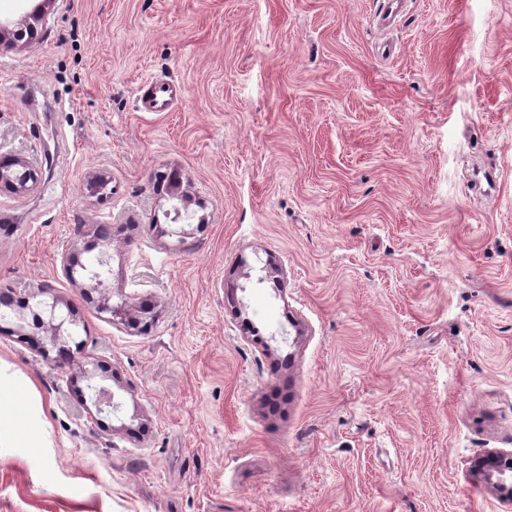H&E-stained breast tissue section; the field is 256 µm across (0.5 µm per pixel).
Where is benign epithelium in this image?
<instances>
[{"label":"benign epithelium","instance_id":"7a95c632","mask_svg":"<svg viewBox=\"0 0 512 512\" xmlns=\"http://www.w3.org/2000/svg\"><path fill=\"white\" fill-rule=\"evenodd\" d=\"M41 178V170L29 160L20 155L4 156L0 158V183L7 185L18 194L33 191ZM62 267L65 275L75 279L79 273L88 282L84 293L87 299L96 303L99 311L112 316L125 315L131 305L128 303L114 306L111 304L112 287L107 278L93 275L85 270L76 251L64 254ZM19 328L23 335L32 342H38L43 336L50 344L57 347V361L69 365L73 362V350L80 349V343L75 347L69 343L74 342L71 333L73 327L78 325L75 310L66 302L57 297L52 301H42L29 311L21 310L18 313ZM87 388L95 396L94 404L102 411L112 407L113 393L110 387L103 384H88ZM476 467L480 472L486 489L504 503L512 505V457H504L496 451H490L477 461Z\"/></svg>","mask_w":512,"mask_h":512}]
</instances>
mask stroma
Segmentation results:
<instances>
[{
	"instance_id": "obj_1",
	"label": "stroma",
	"mask_w": 512,
	"mask_h": 512,
	"mask_svg": "<svg viewBox=\"0 0 512 512\" xmlns=\"http://www.w3.org/2000/svg\"><path fill=\"white\" fill-rule=\"evenodd\" d=\"M37 3L0 0V154L42 169L0 290L67 301L118 408L0 318V512H512L472 468L512 455V0ZM91 224L148 332L63 273ZM181 95L177 83L155 79L142 86L140 101L146 112H166Z\"/></svg>"
}]
</instances>
